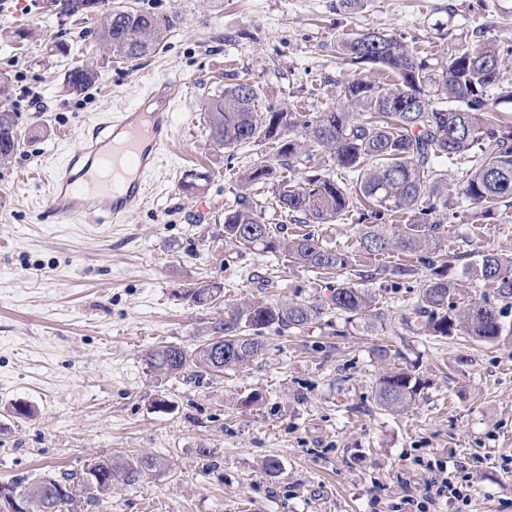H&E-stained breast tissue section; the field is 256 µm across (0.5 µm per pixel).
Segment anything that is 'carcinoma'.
Returning <instances> with one entry per match:
<instances>
[{"mask_svg":"<svg viewBox=\"0 0 512 512\" xmlns=\"http://www.w3.org/2000/svg\"><path fill=\"white\" fill-rule=\"evenodd\" d=\"M36 7L61 18L103 16L98 41L112 56L136 60L151 54L168 32L180 23L177 13L158 15L143 10H114L108 0H36ZM343 58L356 67L376 68L393 76L391 82L361 76L347 81L340 101L324 112H261L259 88L246 80L233 83L208 100L205 122L213 145L233 149L265 141L273 145L281 165L288 168L309 162L315 151L325 152L350 175L338 183L313 166L299 183L277 185L275 199L284 219L274 223L259 215L247 194L237 196L224 212L218 237L265 253H279L289 263L326 279L356 271L357 282L340 281L330 294L316 301L269 305L240 302L212 322L207 338L192 349L176 344L155 346L145 354L148 372L158 377L192 380L224 376L265 351L260 340L265 329L301 331L330 310L345 321L366 329L375 326V303L368 287L376 279L404 280L417 268L399 264L391 268L355 270L356 259L323 244L310 229L295 237L283 233L286 219L300 224H329L341 219L354 205L362 206L359 255H380L393 250L417 253L435 250L448 220V171L444 161L469 164L460 185L466 199L485 205L492 217L500 207H512V126L498 106L512 102V85L500 80L506 58L488 41L473 40L430 67L426 58L409 50L390 33L364 31L337 44ZM97 73L84 66L68 70L65 80L76 92L85 90ZM18 144L15 113L0 111V162L9 160ZM271 168L259 166L241 177L249 189L269 179ZM401 214L406 222L388 224L385 216ZM430 277L415 306L423 318L426 336L465 335L491 342L502 334L503 309L512 308V258L484 251L467 262L464 275L493 284V297H482L460 310L456 295L462 280L450 274L452 262L439 254L428 259ZM184 296L198 307L214 306L223 297L218 283H199ZM224 355L216 359L213 344ZM420 382L410 371L396 368L379 377L378 404L398 412L415 400ZM167 467L152 454L102 457L80 473H46L31 481L0 483L31 500V512H75L82 494L99 503L112 490L134 489L144 477Z\"/></svg>","mask_w":512,"mask_h":512,"instance_id":"1","label":"carcinoma"}]
</instances>
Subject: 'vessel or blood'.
<instances>
[{"label":"vessel or blood","instance_id":"obj_1","mask_svg":"<svg viewBox=\"0 0 512 512\" xmlns=\"http://www.w3.org/2000/svg\"><path fill=\"white\" fill-rule=\"evenodd\" d=\"M185 94L179 78L152 80L139 104L100 116L63 162L33 172L53 223H117L142 209L148 178L172 139L174 105Z\"/></svg>","mask_w":512,"mask_h":512}]
</instances>
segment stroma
<instances>
[{
    "label": "stroma",
    "mask_w": 512,
    "mask_h": 512,
    "mask_svg": "<svg viewBox=\"0 0 512 512\" xmlns=\"http://www.w3.org/2000/svg\"><path fill=\"white\" fill-rule=\"evenodd\" d=\"M181 23L151 55L121 62L87 23L28 4L0 14V75L11 85L20 141L0 163V482L82 471L122 452L164 458L134 490L115 489L112 507L82 512H414L408 496L431 478L424 463L462 462L477 477L470 512H512V311L486 343L436 338L419 329L415 305L429 276L426 253L392 251L365 266L404 263L415 277L371 289L382 323L371 330L329 313L304 331L266 329L267 349L222 378L158 379L143 361L163 344L194 347L221 309L195 306L186 289L218 282L226 302L313 301L327 291L315 273L217 239L239 178L268 165L254 193L269 205L282 168L265 142L232 150L211 144L208 98L237 79L260 88L265 111L320 112L336 104L354 74L339 40L366 29L401 37L428 58H444L483 31L512 49V0H112ZM75 64L97 81L73 94ZM177 73L188 87L174 110L171 153L149 177L151 201L123 224H48L42 188L19 174L63 160L85 125L108 108L136 104L151 79ZM448 169L450 218L439 242L449 256L475 250L512 256V216L484 217L458 192L466 165ZM205 174L186 192L188 172ZM328 247L356 254L358 212L315 227ZM265 277L268 287L255 284ZM388 356H381V349ZM414 371L421 383L404 412L381 409L385 369ZM259 402H250L251 394ZM165 400L167 409L156 408ZM23 402L34 411L14 418ZM282 470L270 475L266 458Z\"/></svg>",
    "instance_id": "obj_1"
}]
</instances>
